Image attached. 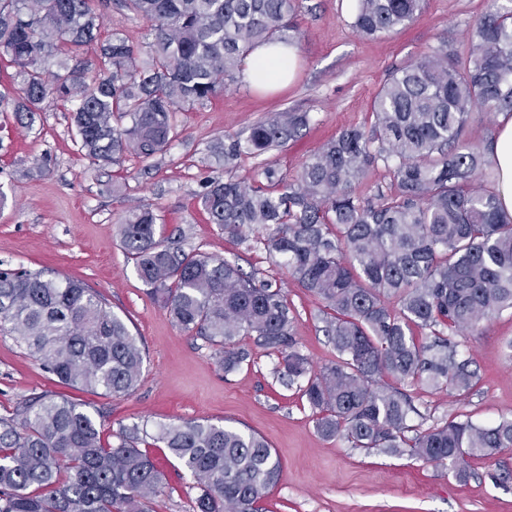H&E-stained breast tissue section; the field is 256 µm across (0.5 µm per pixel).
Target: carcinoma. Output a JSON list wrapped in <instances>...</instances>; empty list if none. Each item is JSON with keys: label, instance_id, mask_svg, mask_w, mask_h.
<instances>
[{"label": "carcinoma", "instance_id": "cac0c4a2", "mask_svg": "<svg viewBox=\"0 0 512 512\" xmlns=\"http://www.w3.org/2000/svg\"><path fill=\"white\" fill-rule=\"evenodd\" d=\"M425 0H356L353 27L377 37L420 12ZM112 0H0V58L15 66L17 96L0 110L32 126L44 104L70 112L92 167L126 156L147 163L169 150L177 115L210 101L261 43L299 40L295 0H120L146 21L143 50L112 33L95 60ZM469 57L444 39L395 69L372 104L368 128L352 127L320 147L293 179L259 165L252 184L213 179L201 206L231 238L284 258L289 275L323 304L336 360L315 372L296 350L295 316L283 289L226 259L171 246L151 206L128 210L117 232L153 299L187 333L204 337L230 373L254 336L279 354L289 381L318 411L317 430L354 448L405 452L467 478L466 459L512 448V417L466 419L412 431L410 395L384 379L462 395L477 374L457 360L455 336L512 312V216L496 188L477 182L493 168L488 149L464 139L472 111L512 115V0H494L477 21ZM94 72V83L86 74ZM309 121L284 111L245 137L217 143L224 168L283 148ZM383 164L394 192L359 196L354 185ZM428 329L421 342L413 329ZM0 333L15 337L59 382L110 396L133 392L144 351L104 297L43 269L0 267ZM126 430L105 443L85 405L54 394L26 399L0 417V512H151L164 476ZM154 439L195 480L193 512H262L280 464L267 442L231 427L184 421Z\"/></svg>", "mask_w": 512, "mask_h": 512}]
</instances>
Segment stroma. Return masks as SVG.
<instances>
[{"instance_id":"1","label":"stroma","mask_w":512,"mask_h":512,"mask_svg":"<svg viewBox=\"0 0 512 512\" xmlns=\"http://www.w3.org/2000/svg\"><path fill=\"white\" fill-rule=\"evenodd\" d=\"M353 5V0H296L300 39L294 80L273 90L238 79L227 83L210 102L180 114L178 140L148 169L133 157L119 166L90 167L75 143L70 114L60 106L47 107L29 130L17 124L13 112H0V190L8 196L0 208V264L81 280L104 296L145 352L136 390L113 397L60 383L12 336L0 334L1 416L32 395L51 392L84 401L103 422L110 443L136 425L153 429L187 420L257 434L281 462L264 512H512V480L498 478L502 469H512V449L468 460L470 476L460 481L442 464L322 438L298 384L284 377L280 357L254 337L241 339L248 359L224 372L209 343L182 331L154 301L115 230L131 206L153 205L171 245L221 256L280 284L295 311L298 352L316 369L334 361L322 302L292 282L280 258L254 237L230 238L208 223L200 196L208 180L227 174L251 184L261 162L295 176L341 130L370 124L374 97L392 70L430 54L444 39L459 57H467L471 30L491 0H426L412 22L374 38L353 28ZM291 109L309 112L311 120L287 147L259 160L242 157L229 173L212 157V146L225 135ZM116 183L122 186L117 195ZM456 340L459 359L470 362L479 380L462 396L406 385L418 409L411 420L418 430L454 419L489 425L512 416V313ZM139 448L166 477L153 512H192L198 490L190 475L180 474L168 449L153 438Z\"/></svg>"}]
</instances>
